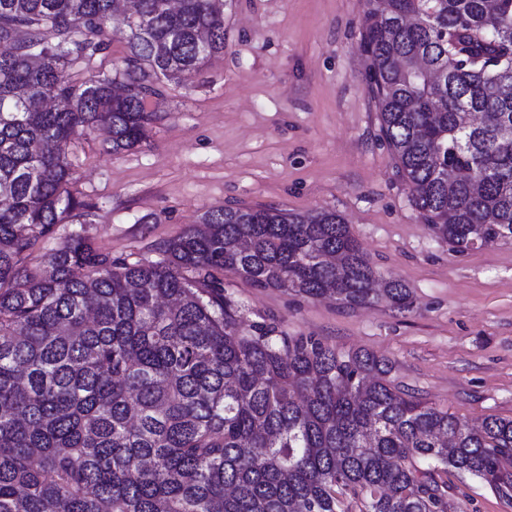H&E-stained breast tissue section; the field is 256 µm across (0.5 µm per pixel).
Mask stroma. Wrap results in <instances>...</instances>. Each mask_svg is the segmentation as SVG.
Masks as SVG:
<instances>
[{"instance_id": "stroma-1", "label": "stroma", "mask_w": 512, "mask_h": 512, "mask_svg": "<svg viewBox=\"0 0 512 512\" xmlns=\"http://www.w3.org/2000/svg\"><path fill=\"white\" fill-rule=\"evenodd\" d=\"M363 0H228L224 52L170 85L141 147L106 152L97 131L68 145L91 246L129 261L225 205L343 215L371 264L413 307L356 309L231 283L249 319L362 348L401 389L460 421L512 417V241L454 251L434 238L380 137L361 47ZM457 512L512 501L449 471Z\"/></svg>"}]
</instances>
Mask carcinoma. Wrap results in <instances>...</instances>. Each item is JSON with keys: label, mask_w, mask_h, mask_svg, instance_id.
<instances>
[{"label": "carcinoma", "mask_w": 512, "mask_h": 512, "mask_svg": "<svg viewBox=\"0 0 512 512\" xmlns=\"http://www.w3.org/2000/svg\"><path fill=\"white\" fill-rule=\"evenodd\" d=\"M0 0V512H450L452 469L512 498V418L480 426L397 388L392 365L274 320L230 272L350 309L412 307L342 215L224 206L134 262L70 229L67 146L131 151L148 101L224 52V0ZM381 138L434 236L512 240V0H364ZM107 50L95 57L94 70H111L113 64H118L125 53V29H110Z\"/></svg>", "instance_id": "obj_1"}]
</instances>
